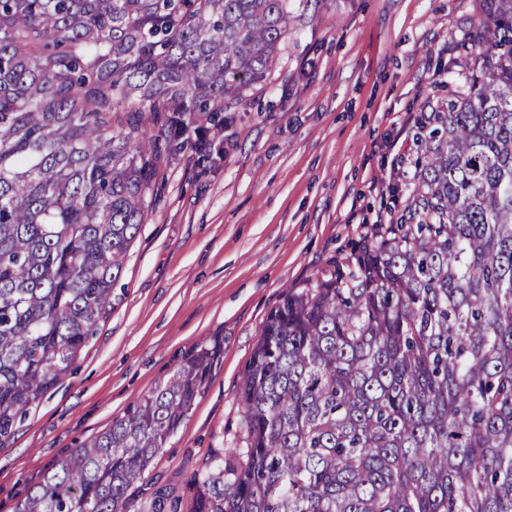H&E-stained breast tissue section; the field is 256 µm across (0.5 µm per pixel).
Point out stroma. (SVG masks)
I'll use <instances>...</instances> for the list:
<instances>
[{
    "mask_svg": "<svg viewBox=\"0 0 512 512\" xmlns=\"http://www.w3.org/2000/svg\"><path fill=\"white\" fill-rule=\"evenodd\" d=\"M478 0H309L264 82L232 108L198 115L208 159L173 151L112 310L62 384L0 443V512L53 460L98 435L192 347L224 341L177 433L125 512L173 488L190 512L189 479L242 438L238 393L269 312L290 288L344 262L367 224L402 213L418 147L412 121L445 108L474 66L460 45Z\"/></svg>",
    "mask_w": 512,
    "mask_h": 512,
    "instance_id": "35a3bbf8",
    "label": "stroma"
}]
</instances>
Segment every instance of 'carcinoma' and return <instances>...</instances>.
Listing matches in <instances>:
<instances>
[{
	"label": "carcinoma",
	"mask_w": 512,
	"mask_h": 512,
	"mask_svg": "<svg viewBox=\"0 0 512 512\" xmlns=\"http://www.w3.org/2000/svg\"><path fill=\"white\" fill-rule=\"evenodd\" d=\"M480 69L417 126L396 224L291 288L239 394L243 446L194 512H512V0ZM291 0H0V440L112 309L163 144L261 82ZM124 112L129 120L114 122ZM224 340L55 461L16 512H123ZM153 492L148 512H177Z\"/></svg>",
	"instance_id": "obj_1"
}]
</instances>
